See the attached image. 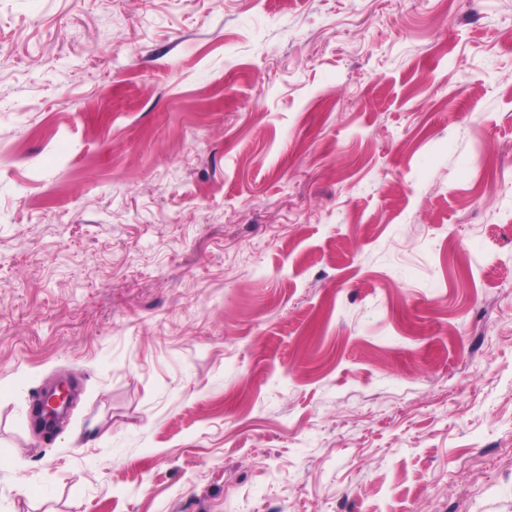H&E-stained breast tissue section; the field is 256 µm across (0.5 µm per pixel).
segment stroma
<instances>
[{
    "mask_svg": "<svg viewBox=\"0 0 512 512\" xmlns=\"http://www.w3.org/2000/svg\"><path fill=\"white\" fill-rule=\"evenodd\" d=\"M0 512H512V0H0ZM59 393L56 394L55 392ZM76 390L72 384L67 382H57L42 393L39 404L42 412L52 419L56 418V408L61 402H64L66 409H71L76 399Z\"/></svg>",
    "mask_w": 512,
    "mask_h": 512,
    "instance_id": "1",
    "label": "stroma"
}]
</instances>
